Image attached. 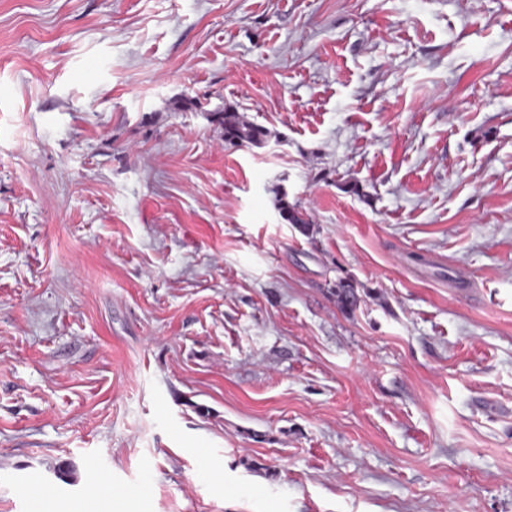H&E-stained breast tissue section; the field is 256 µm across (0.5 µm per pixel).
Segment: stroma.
Returning <instances> with one entry per match:
<instances>
[{"label": "stroma", "instance_id": "obj_1", "mask_svg": "<svg viewBox=\"0 0 512 512\" xmlns=\"http://www.w3.org/2000/svg\"><path fill=\"white\" fill-rule=\"evenodd\" d=\"M102 475L512 512V0H0V512ZM219 114L225 144L234 147L258 145L268 137V131L264 127L247 120L231 106H225L224 111ZM279 215L286 224L300 225L304 230L308 229L310 221L297 203L288 202L286 193H281L277 199Z\"/></svg>", "mask_w": 512, "mask_h": 512}]
</instances>
